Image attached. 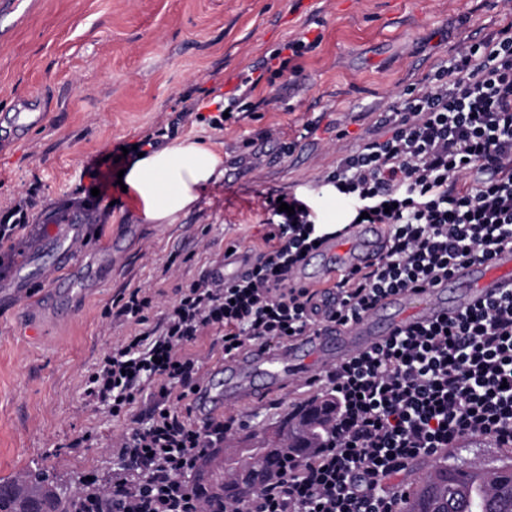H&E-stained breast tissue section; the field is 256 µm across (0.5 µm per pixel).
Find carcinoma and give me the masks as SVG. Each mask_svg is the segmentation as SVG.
Listing matches in <instances>:
<instances>
[{
  "mask_svg": "<svg viewBox=\"0 0 512 512\" xmlns=\"http://www.w3.org/2000/svg\"><path fill=\"white\" fill-rule=\"evenodd\" d=\"M297 413L284 416L279 428L291 441L293 448H305L307 443L321 442L329 423L320 420L307 433L295 429ZM454 454L447 455L443 464L436 466L421 482L406 512H512V454L499 459V465L464 467L453 462ZM236 459L227 460V468L209 473L205 464L197 470L195 488L207 495L210 486L227 487V503L234 505L251 497L250 486L232 480ZM83 503L76 495L57 492L38 469L31 472L24 483L0 485V512H83Z\"/></svg>",
  "mask_w": 512,
  "mask_h": 512,
  "instance_id": "cac0c4a2",
  "label": "carcinoma"
}]
</instances>
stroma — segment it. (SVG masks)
<instances>
[{
    "label": "stroma",
    "mask_w": 512,
    "mask_h": 512,
    "mask_svg": "<svg viewBox=\"0 0 512 512\" xmlns=\"http://www.w3.org/2000/svg\"><path fill=\"white\" fill-rule=\"evenodd\" d=\"M22 20L0 13V113L40 112L28 134L0 140V218L24 207L32 224L91 213L87 252L128 224H142L116 175L122 147L159 133L198 141L224 158V176L169 224H142L125 263L99 281L78 314L61 321L34 306L22 316L0 300V484L45 468L66 492L119 464L110 446L138 427L146 398L112 416L87 404L84 382L130 324L114 318L124 290L155 297L157 320L178 286L222 265L228 246H262L268 194L306 197L324 224L343 222L346 202L320 178L354 149L377 115L462 41L498 30L512 0H33ZM314 47L297 72L271 76L224 128L209 117L253 68L297 36ZM312 132H305V125ZM278 134L260 157L245 144ZM347 130L337 138V130ZM119 155L118 164L107 161ZM105 159L102 200L86 169ZM175 272L162 276L167 261ZM297 384L255 406L224 411L236 424L225 445L276 427L322 392ZM92 432L83 447L77 436Z\"/></svg>",
    "instance_id": "35a3bbf8"
}]
</instances>
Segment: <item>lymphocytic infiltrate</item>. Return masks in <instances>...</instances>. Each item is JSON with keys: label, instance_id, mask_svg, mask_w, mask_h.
Here are the masks:
<instances>
[{"label": "lymphocytic infiltrate", "instance_id": "lymphocytic-infiltrate-1", "mask_svg": "<svg viewBox=\"0 0 512 512\" xmlns=\"http://www.w3.org/2000/svg\"><path fill=\"white\" fill-rule=\"evenodd\" d=\"M324 185L354 202L348 218L389 227L372 267L342 273L334 306L298 285L306 253L330 239L304 198L267 197L273 213L249 271L227 282L203 271L163 310L130 289L119 317L135 330L113 346L84 387L87 402L130 410L140 394L142 427L118 444L108 484L85 481L84 512H213L184 474L222 447L228 421L204 426L177 410L204 380L188 346L220 335L225 356L255 343L302 336L318 313L341 322L369 314L386 296L432 286L459 264L491 261L512 247V22L460 43L425 82L383 110L377 126L343 154ZM295 214L280 210V203ZM339 416L324 446L289 467L233 512H396L392 477L473 434L512 446V291L451 317L413 324L326 371Z\"/></svg>", "mask_w": 512, "mask_h": 512}]
</instances>
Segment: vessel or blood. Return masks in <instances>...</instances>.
<instances>
[{"instance_id": "vessel-or-blood-1", "label": "vessel or blood", "mask_w": 512, "mask_h": 512, "mask_svg": "<svg viewBox=\"0 0 512 512\" xmlns=\"http://www.w3.org/2000/svg\"><path fill=\"white\" fill-rule=\"evenodd\" d=\"M85 239L86 227L77 222L30 225L26 251L13 273L0 279V297L27 308L34 297L33 284L40 281L49 286L43 305L60 314L71 312L84 289L111 275L112 263L122 252L123 238L118 235L87 261H80ZM386 240L382 224H358L346 238L328 240L320 254L323 278L369 267L381 257ZM508 288H512V249L506 247L491 262L457 266L447 280L432 287L388 296L360 321L344 324L326 319L306 335L249 346L213 369V376L224 380L223 391H216L211 381L204 382L192 397V410L199 424H207L225 408H246L286 393L298 381L312 380L322 368L343 363L408 325L455 315Z\"/></svg>"}]
</instances>
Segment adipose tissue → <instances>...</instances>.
Segmentation results:
<instances>
[{
  "label": "adipose tissue",
  "mask_w": 512,
  "mask_h": 512,
  "mask_svg": "<svg viewBox=\"0 0 512 512\" xmlns=\"http://www.w3.org/2000/svg\"><path fill=\"white\" fill-rule=\"evenodd\" d=\"M223 175L221 155L199 142L183 140L134 158L123 183L145 223L166 224L196 202L202 187Z\"/></svg>",
  "instance_id": "1"
}]
</instances>
